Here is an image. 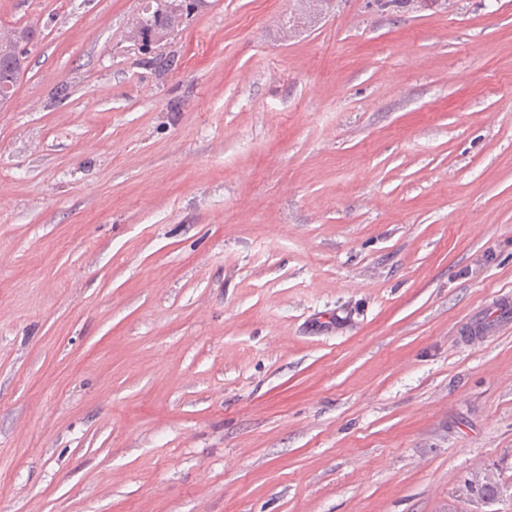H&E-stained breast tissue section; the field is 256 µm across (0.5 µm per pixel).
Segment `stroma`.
Wrapping results in <instances>:
<instances>
[{
  "mask_svg": "<svg viewBox=\"0 0 512 512\" xmlns=\"http://www.w3.org/2000/svg\"><path fill=\"white\" fill-rule=\"evenodd\" d=\"M141 9L0 0V512H512V0ZM146 16L142 17L145 22V33L147 37L153 42L160 43L170 36L174 30V21L181 14L169 13H158L155 9L149 13H145ZM142 19H137L130 27L126 39L128 42L133 43L138 49H141L140 38L138 36V30ZM13 31L17 40L21 43H30L36 37V32L27 26L8 25ZM20 43H16L11 34L6 30L0 31V54L15 55L21 50Z\"/></svg>",
  "mask_w": 512,
  "mask_h": 512,
  "instance_id": "stroma-1",
  "label": "stroma"
}]
</instances>
